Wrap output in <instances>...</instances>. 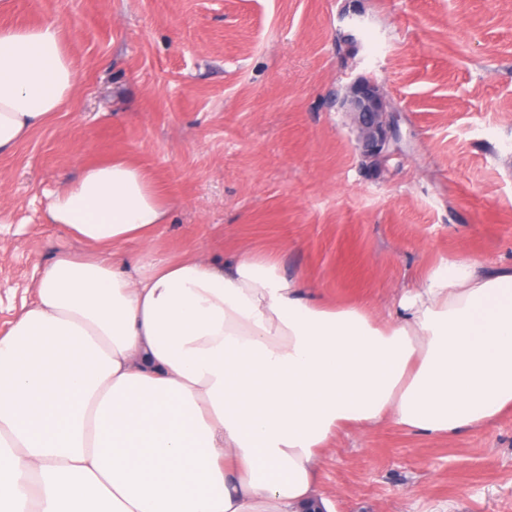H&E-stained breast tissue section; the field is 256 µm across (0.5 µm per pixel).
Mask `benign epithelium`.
Segmentation results:
<instances>
[{"instance_id": "1", "label": "benign epithelium", "mask_w": 512, "mask_h": 512, "mask_svg": "<svg viewBox=\"0 0 512 512\" xmlns=\"http://www.w3.org/2000/svg\"><path fill=\"white\" fill-rule=\"evenodd\" d=\"M352 111L358 113V123L363 133L364 143L376 155L389 146L390 126L383 120L387 105L377 85L361 80L353 83L347 96Z\"/></svg>"}]
</instances>
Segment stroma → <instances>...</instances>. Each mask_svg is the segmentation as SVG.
<instances>
[{"label":"stroma","mask_w":512,"mask_h":512,"mask_svg":"<svg viewBox=\"0 0 512 512\" xmlns=\"http://www.w3.org/2000/svg\"><path fill=\"white\" fill-rule=\"evenodd\" d=\"M62 25L71 105L0 156V335L38 267L80 245L50 196L136 159L170 205L149 250L276 256L329 305L385 318L449 260L512 265V0H11L0 25ZM393 106L367 153L344 97ZM318 488L335 512H512V410L452 439L342 431Z\"/></svg>","instance_id":"obj_1"}]
</instances>
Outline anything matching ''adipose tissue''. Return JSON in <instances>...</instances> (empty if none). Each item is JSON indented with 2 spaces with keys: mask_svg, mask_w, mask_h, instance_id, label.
I'll return each instance as SVG.
<instances>
[{
  "mask_svg": "<svg viewBox=\"0 0 512 512\" xmlns=\"http://www.w3.org/2000/svg\"><path fill=\"white\" fill-rule=\"evenodd\" d=\"M77 86L60 24L0 26V155ZM47 215L84 251L39 268L0 336V512H331L340 430L451 438L512 408V267L442 263L380 325L249 248L129 259L169 208L128 158L84 166Z\"/></svg>",
  "mask_w": 512,
  "mask_h": 512,
  "instance_id": "ef3b65f1",
  "label": "adipose tissue"
}]
</instances>
